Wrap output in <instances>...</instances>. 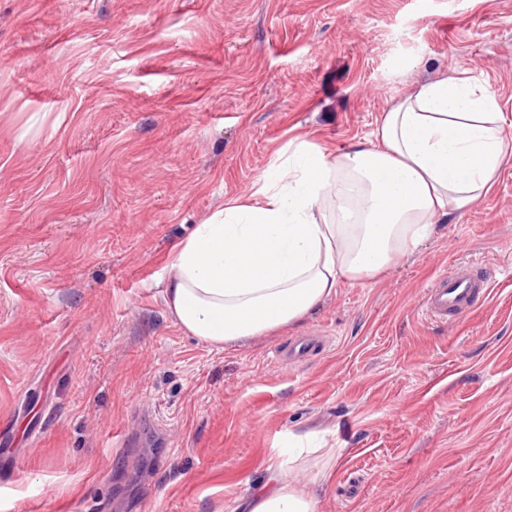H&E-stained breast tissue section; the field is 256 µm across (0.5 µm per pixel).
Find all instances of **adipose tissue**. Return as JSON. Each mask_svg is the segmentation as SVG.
<instances>
[{"instance_id": "obj_1", "label": "adipose tissue", "mask_w": 512, "mask_h": 512, "mask_svg": "<svg viewBox=\"0 0 512 512\" xmlns=\"http://www.w3.org/2000/svg\"><path fill=\"white\" fill-rule=\"evenodd\" d=\"M512 139L494 94L468 72L419 85L336 153L298 136L258 179L172 249L164 303L196 339L224 346L291 326L345 282L373 279L437 221L495 185ZM299 454L269 461L250 512H318L289 477Z\"/></svg>"}]
</instances>
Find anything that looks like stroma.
Segmentation results:
<instances>
[{"instance_id":"stroma-1","label":"stroma","mask_w":512,"mask_h":512,"mask_svg":"<svg viewBox=\"0 0 512 512\" xmlns=\"http://www.w3.org/2000/svg\"><path fill=\"white\" fill-rule=\"evenodd\" d=\"M485 81L512 0H0V512H246L292 436L319 512H512V157L301 323L216 347L171 246L304 134L342 152L418 83ZM475 265L476 312L427 318ZM488 288L489 280L468 269L439 274L425 289L423 308L431 318L457 317L469 312L475 306L476 296L485 295Z\"/></svg>"}]
</instances>
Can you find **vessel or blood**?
<instances>
[{"instance_id": "obj_1", "label": "vessel or blood", "mask_w": 512, "mask_h": 512, "mask_svg": "<svg viewBox=\"0 0 512 512\" xmlns=\"http://www.w3.org/2000/svg\"><path fill=\"white\" fill-rule=\"evenodd\" d=\"M488 280L469 270L456 269L435 277L425 289L423 308L435 319H448L469 312L477 295L486 293Z\"/></svg>"}]
</instances>
